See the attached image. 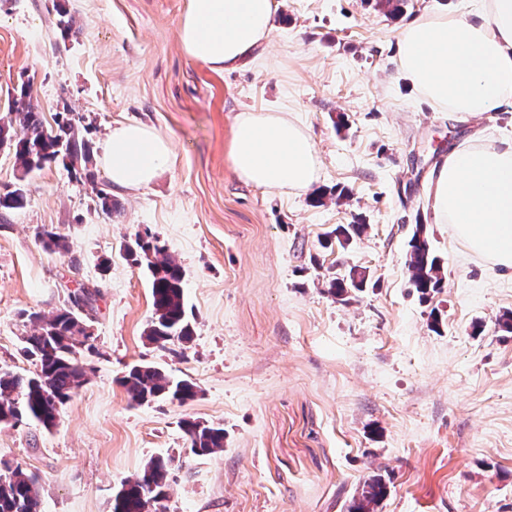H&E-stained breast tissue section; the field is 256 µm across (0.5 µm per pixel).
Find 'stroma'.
Returning a JSON list of instances; mask_svg holds the SVG:
<instances>
[{
	"label": "stroma",
	"mask_w": 512,
	"mask_h": 512,
	"mask_svg": "<svg viewBox=\"0 0 512 512\" xmlns=\"http://www.w3.org/2000/svg\"><path fill=\"white\" fill-rule=\"evenodd\" d=\"M463 2L407 0L394 16L376 0H275L258 58L216 73L179 44L188 0H0V116L30 85L46 122L79 127L96 174L59 159L24 175L0 150V194L27 190L0 222V371L33 368L28 313L69 306L82 286L95 294L77 354L87 383L52 428L0 426V462L37 477L41 512H112L120 484L155 458L171 462L165 512H347L372 475L387 486L377 512H512V333L497 326L512 273L472 257L428 198L448 153L477 134L512 138V112L434 111L394 60L403 25ZM247 109L293 113L320 156L318 189L346 198L316 206L240 180L227 144ZM130 121L174 151L133 191L113 188L103 164L108 135ZM356 221L360 238L323 247ZM418 223L445 268L424 301L406 268ZM43 230L68 250L45 251ZM144 232L182 267L188 343L145 338L149 272L124 255ZM353 265L372 285L344 302L325 281ZM135 364L193 382L196 398L132 402L119 380ZM185 419L223 427V452L194 455Z\"/></svg>",
	"instance_id": "stroma-1"
}]
</instances>
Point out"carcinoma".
Segmentation results:
<instances>
[{
    "instance_id": "carcinoma-1",
    "label": "carcinoma",
    "mask_w": 512,
    "mask_h": 512,
    "mask_svg": "<svg viewBox=\"0 0 512 512\" xmlns=\"http://www.w3.org/2000/svg\"><path fill=\"white\" fill-rule=\"evenodd\" d=\"M48 127L38 107L33 103L28 86H21L8 99V112L0 118V149L13 152L16 166L23 175L42 168L60 153L70 164H89L90 148L79 129L67 121H55ZM27 202L24 186L0 194V218L10 210L20 209ZM367 225H339L334 230L341 247L361 236ZM44 247L51 251H66L65 238L50 232L38 233ZM126 256L140 265L146 264L151 274L153 317L145 332L150 343L164 348L176 339L187 343L193 327L186 314L183 271L177 260L167 253L158 239L140 235L125 246ZM406 266L411 288L419 298L443 287L445 273L441 259L433 251L426 225L417 224L408 241ZM366 270L353 265L328 280V292L342 300L354 290L366 286ZM92 299V293L82 290L71 296V305L50 316L30 315L34 332L25 337L23 355L35 365L33 372L0 371V424L12 425L16 420H29L49 429L55 425L60 409L88 381L87 370L74 357L75 337L87 335L86 327L76 309L80 302ZM131 400L137 404L168 398L185 403L197 396L194 383L175 381L162 368L154 365H134L120 379ZM191 451L206 456L224 451V428L195 420L182 423ZM169 462L156 458L135 476L122 482L117 491L112 512H158L159 500L147 499L141 490L154 485L161 498H166ZM386 495L382 479L372 478L362 486L360 494L348 506V512H375ZM0 512H40V489L37 479L20 467L0 473Z\"/></svg>"
}]
</instances>
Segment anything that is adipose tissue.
Returning <instances> with one entry per match:
<instances>
[{"label": "adipose tissue", "instance_id": "obj_1", "mask_svg": "<svg viewBox=\"0 0 512 512\" xmlns=\"http://www.w3.org/2000/svg\"><path fill=\"white\" fill-rule=\"evenodd\" d=\"M274 0H188L178 23L185 54L210 70L245 64L272 33ZM399 72L435 111L467 120L512 112V0H471L466 12L425 11L396 37ZM172 143L143 124L113 129L103 161L114 186L148 187ZM227 160L247 183L305 195L320 158L305 128L282 111L238 112ZM434 220L475 257L512 270V140L475 141L448 155L431 185Z\"/></svg>", "mask_w": 512, "mask_h": 512}]
</instances>
